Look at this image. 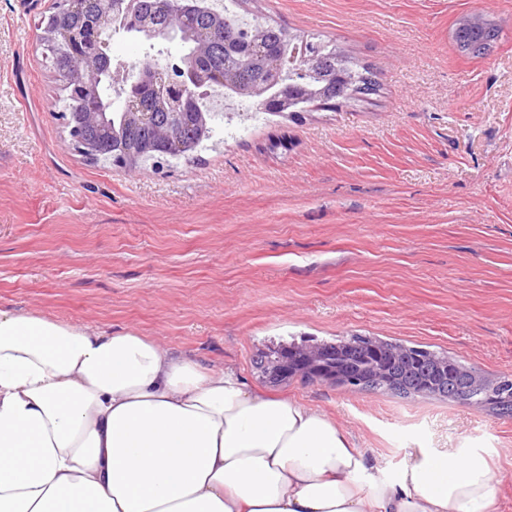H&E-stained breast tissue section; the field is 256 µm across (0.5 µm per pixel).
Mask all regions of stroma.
<instances>
[{
	"instance_id": "35a3bbf8",
	"label": "stroma",
	"mask_w": 512,
	"mask_h": 512,
	"mask_svg": "<svg viewBox=\"0 0 512 512\" xmlns=\"http://www.w3.org/2000/svg\"><path fill=\"white\" fill-rule=\"evenodd\" d=\"M55 0H0V309L160 340L253 388L259 349L361 334L512 377V0H247L245 20L338 40L380 84L371 101L213 137L195 159L133 172L68 148L43 50ZM502 28L461 55L459 19ZM114 64L167 71L176 40L125 32ZM310 405L397 476L462 449L512 512V419L456 402L294 379Z\"/></svg>"
}]
</instances>
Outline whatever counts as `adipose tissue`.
Wrapping results in <instances>:
<instances>
[{"instance_id": "adipose-tissue-1", "label": "adipose tissue", "mask_w": 512, "mask_h": 512, "mask_svg": "<svg viewBox=\"0 0 512 512\" xmlns=\"http://www.w3.org/2000/svg\"><path fill=\"white\" fill-rule=\"evenodd\" d=\"M315 409L131 330L0 310V512H492L474 452L396 478Z\"/></svg>"}]
</instances>
